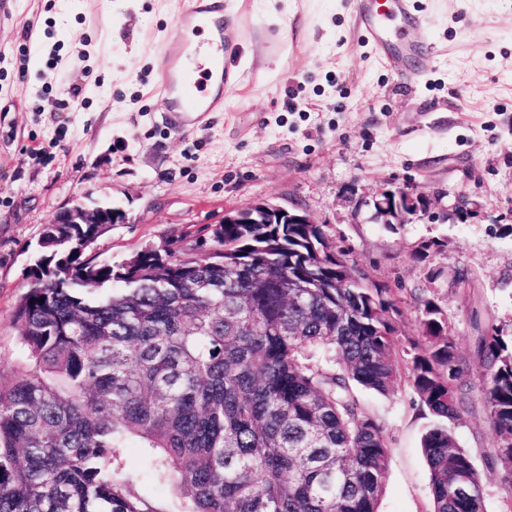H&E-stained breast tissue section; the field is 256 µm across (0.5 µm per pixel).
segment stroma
<instances>
[{"mask_svg":"<svg viewBox=\"0 0 512 512\" xmlns=\"http://www.w3.org/2000/svg\"><path fill=\"white\" fill-rule=\"evenodd\" d=\"M423 3L425 24L403 36L437 57L405 84L358 44L347 0H231L238 80L223 111L178 133L152 56L178 36L181 0H20L0 23V378L23 361L13 315L37 242L79 200L124 211L97 242L115 262L256 202L303 208L368 281L396 289L400 333L417 334L421 295L463 355L490 325L512 332V0ZM73 90L76 109L61 111ZM392 183L428 195L434 217L374 221L370 201ZM460 192L468 215L440 220ZM429 240L440 250L417 259ZM354 393L388 439L379 512H430L432 416L406 385Z\"/></svg>","mask_w":512,"mask_h":512,"instance_id":"stroma-1","label":"stroma"}]
</instances>
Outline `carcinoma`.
I'll return each mask as SVG.
<instances>
[{"label": "carcinoma", "instance_id": "cac0c4a2", "mask_svg": "<svg viewBox=\"0 0 512 512\" xmlns=\"http://www.w3.org/2000/svg\"><path fill=\"white\" fill-rule=\"evenodd\" d=\"M104 233L39 241L14 315L34 366L0 382V512H164L135 493L131 446L179 512H378L388 441L352 385L403 381L435 418L431 512H486L451 428L478 411L512 495V335L492 325L465 357L426 296L399 334L396 291L358 284L321 224H215L117 264L94 254Z\"/></svg>", "mask_w": 512, "mask_h": 512}]
</instances>
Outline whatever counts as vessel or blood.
Returning <instances> with one entry per match:
<instances>
[{"label":"vessel or blood","mask_w":512,"mask_h":512,"mask_svg":"<svg viewBox=\"0 0 512 512\" xmlns=\"http://www.w3.org/2000/svg\"><path fill=\"white\" fill-rule=\"evenodd\" d=\"M186 9L176 18L181 28L209 24L213 48L207 66H200L198 53L178 41L166 42L157 56V79L163 93L170 124L184 132L202 126L203 118L221 111L224 88L235 70L233 51L224 45V15L227 0H187ZM358 43L402 81L425 73L432 65L434 52L394 40L389 24L399 21L411 27L423 26L426 16L419 0H349Z\"/></svg>","instance_id":"1"}]
</instances>
